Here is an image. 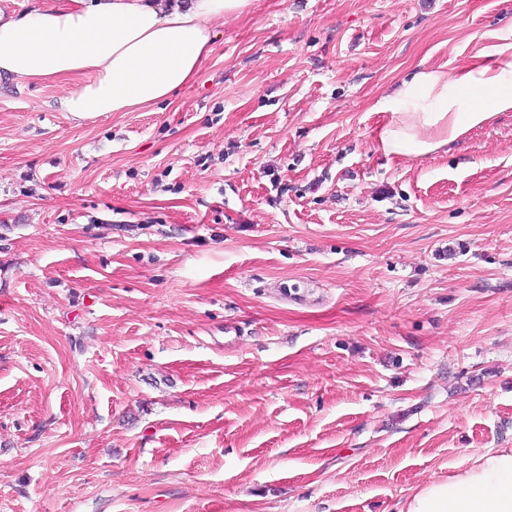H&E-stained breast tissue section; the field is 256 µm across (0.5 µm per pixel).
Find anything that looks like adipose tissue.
Here are the masks:
<instances>
[{"label":"adipose tissue","mask_w":512,"mask_h":512,"mask_svg":"<svg viewBox=\"0 0 512 512\" xmlns=\"http://www.w3.org/2000/svg\"><path fill=\"white\" fill-rule=\"evenodd\" d=\"M249 0H73L0 21V76L23 82L71 75L59 100L77 118L129 112L168 99L198 73L217 23ZM375 147L424 156L512 110V44L401 81L386 101ZM398 512H512V448L491 449L448 479L418 488Z\"/></svg>","instance_id":"1"}]
</instances>
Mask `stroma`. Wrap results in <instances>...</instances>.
<instances>
[{
	"label": "stroma",
	"instance_id": "stroma-1",
	"mask_svg": "<svg viewBox=\"0 0 512 512\" xmlns=\"http://www.w3.org/2000/svg\"><path fill=\"white\" fill-rule=\"evenodd\" d=\"M512 0H251L170 100L0 78V512H398L512 448V111L378 104Z\"/></svg>",
	"mask_w": 512,
	"mask_h": 512
}]
</instances>
